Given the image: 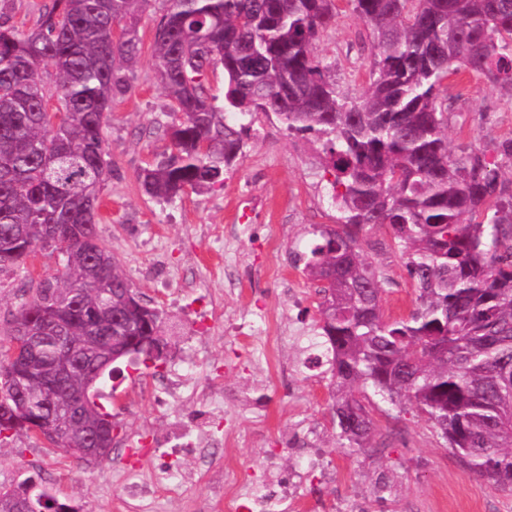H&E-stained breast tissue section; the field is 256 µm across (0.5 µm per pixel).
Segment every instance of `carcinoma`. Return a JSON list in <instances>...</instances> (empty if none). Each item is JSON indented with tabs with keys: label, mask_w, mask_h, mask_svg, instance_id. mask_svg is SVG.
Wrapping results in <instances>:
<instances>
[{
	"label": "carcinoma",
	"mask_w": 512,
	"mask_h": 512,
	"mask_svg": "<svg viewBox=\"0 0 512 512\" xmlns=\"http://www.w3.org/2000/svg\"><path fill=\"white\" fill-rule=\"evenodd\" d=\"M370 27L375 74L356 102L314 51L336 18L335 0H169L154 36V66L171 98L170 148L139 175L168 203L224 183L241 154L225 114L271 112L321 148L341 213L298 255L323 295V335L333 350V413L340 436L363 449L375 425L356 397L372 386L424 415L474 475L512 491V138L448 146L441 84L460 69L512 98V0H351ZM139 0H51L28 30L0 24V268L23 265L49 238L63 273L41 280L11 324L76 306L65 329L98 365L110 342L160 335L152 307L129 308V283L99 241V192L112 173L105 129L128 91L139 55L130 22ZM128 23L127 36L113 28ZM224 69V106L205 90ZM55 75L54 84L43 81ZM55 102L51 121L45 104ZM208 150H200V144ZM385 225L417 291L405 318L383 313V277L358 232ZM96 326L112 341L93 338ZM46 343L19 378L42 375ZM82 379L28 400L32 416L79 401ZM103 405L70 438L84 445Z\"/></svg>",
	"instance_id": "obj_1"
}]
</instances>
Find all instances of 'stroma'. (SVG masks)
Here are the masks:
<instances>
[{
	"instance_id": "35a3bbf8",
	"label": "stroma",
	"mask_w": 512,
	"mask_h": 512,
	"mask_svg": "<svg viewBox=\"0 0 512 512\" xmlns=\"http://www.w3.org/2000/svg\"><path fill=\"white\" fill-rule=\"evenodd\" d=\"M167 0H141L136 11L140 53L129 70L130 88L112 103L106 132L112 174L101 190L102 242L133 291L158 308L169 329L167 357L159 366L121 361V373L105 380L101 402L116 422L109 459L87 464L47 448L23 433L0 442V491L32 481L74 512H218L210 486L225 467L279 469L316 494L320 512H512V492L471 474L444 438L410 405L393 404L373 388L359 391L375 421L368 451L343 448L333 417L332 369L281 382L293 350L260 358L265 336L291 325L318 328L315 285L295 262L309 251L313 228L336 225L339 213L329 194L316 144L289 134L271 113L244 119L243 149L221 187L186 192L163 203L144 194L139 175L169 140L170 101L153 63V37ZM330 64L342 95L358 98L373 70L370 30L349 0H336V21L315 43ZM448 104L450 148L512 138V99L484 78L458 72L440 89ZM370 261L384 277L387 317L406 316L415 299L404 258L386 227L359 233ZM56 254L44 250L20 268L0 269V340L33 282L57 274ZM252 321V335H226V311ZM214 315L208 336L192 335L194 312ZM193 364L181 397L159 405L146 391L150 378ZM219 389L220 412L207 414L196 392ZM258 390L266 421L238 407L235 392ZM224 439L210 465L188 443L202 418ZM153 447L125 456V443L140 436ZM191 473L179 497L158 492L135 501L132 481L150 482L166 468ZM384 478V494L373 492Z\"/></svg>"
}]
</instances>
